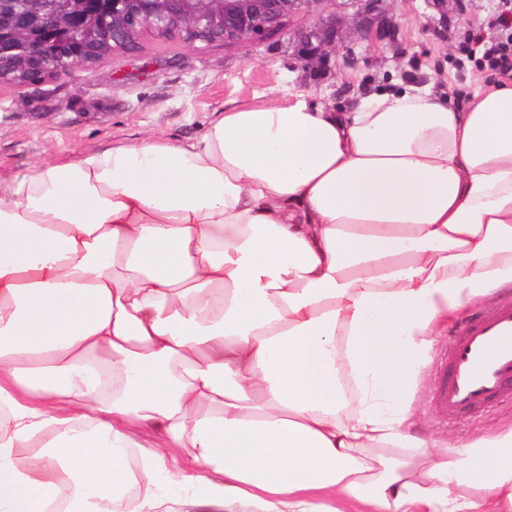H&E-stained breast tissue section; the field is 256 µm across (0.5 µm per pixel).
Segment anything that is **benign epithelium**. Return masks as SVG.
I'll use <instances>...</instances> for the list:
<instances>
[{"label":"benign epithelium","mask_w":512,"mask_h":512,"mask_svg":"<svg viewBox=\"0 0 512 512\" xmlns=\"http://www.w3.org/2000/svg\"><path fill=\"white\" fill-rule=\"evenodd\" d=\"M321 0H0V81L29 83L134 48L146 31L192 48L249 47ZM317 55L336 50V21L299 36Z\"/></svg>","instance_id":"7a95c632"}]
</instances>
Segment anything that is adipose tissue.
<instances>
[{"mask_svg":"<svg viewBox=\"0 0 512 512\" xmlns=\"http://www.w3.org/2000/svg\"><path fill=\"white\" fill-rule=\"evenodd\" d=\"M510 286L512 82L33 164L0 179V512H126L146 428L133 512L162 471L207 512H512V428L410 432L440 325Z\"/></svg>","mask_w":512,"mask_h":512,"instance_id":"adipose-tissue-1","label":"adipose tissue"}]
</instances>
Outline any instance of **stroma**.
<instances>
[{"label": "stroma", "mask_w": 512, "mask_h": 512, "mask_svg": "<svg viewBox=\"0 0 512 512\" xmlns=\"http://www.w3.org/2000/svg\"><path fill=\"white\" fill-rule=\"evenodd\" d=\"M496 5L448 0L442 12L430 0H386L376 14L365 11L361 0H321L316 16L342 21L338 50L325 58H297L298 36L314 18L300 14L283 31L245 49L214 42L195 50L180 39L147 33L135 49L114 51L92 67L36 83L2 82L0 177L119 141L194 138L225 103L268 98L288 87L339 112L401 81L428 85L464 105L478 89L480 73L472 66L459 69L457 49L470 33L487 34ZM507 304L512 293L478 299L435 338L418 388L417 432L455 442L512 425L507 399L460 424L434 406L440 371L460 328L478 309Z\"/></svg>", "instance_id": "35a3bbf8"}]
</instances>
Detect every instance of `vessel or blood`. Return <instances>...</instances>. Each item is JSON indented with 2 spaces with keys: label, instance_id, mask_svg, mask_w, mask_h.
Returning a JSON list of instances; mask_svg holds the SVG:
<instances>
[{
  "label": "vessel or blood",
  "instance_id": "1",
  "mask_svg": "<svg viewBox=\"0 0 512 512\" xmlns=\"http://www.w3.org/2000/svg\"><path fill=\"white\" fill-rule=\"evenodd\" d=\"M505 397L512 398V306L477 316L461 330L435 402L453 418Z\"/></svg>",
  "mask_w": 512,
  "mask_h": 512
}]
</instances>
